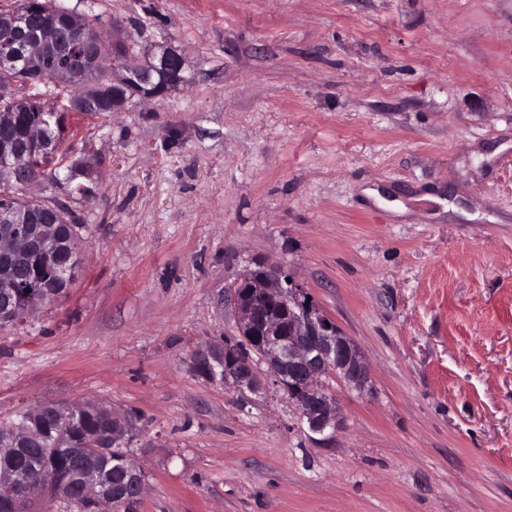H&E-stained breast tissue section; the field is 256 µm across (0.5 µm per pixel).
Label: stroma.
<instances>
[{
  "instance_id": "1",
  "label": "stroma",
  "mask_w": 512,
  "mask_h": 512,
  "mask_svg": "<svg viewBox=\"0 0 512 512\" xmlns=\"http://www.w3.org/2000/svg\"><path fill=\"white\" fill-rule=\"evenodd\" d=\"M186 80L68 113L25 196L79 224L66 293L0 328V424L136 413L133 512H512V0H61ZM285 266L361 349L326 443L283 390L192 373ZM146 67L152 70L162 69L169 73L172 81L179 84L181 73L184 71L185 58L183 54L174 49H166L164 55L159 59L149 61L146 63Z\"/></svg>"
}]
</instances>
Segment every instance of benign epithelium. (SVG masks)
<instances>
[{
  "label": "benign epithelium",
  "instance_id": "obj_1",
  "mask_svg": "<svg viewBox=\"0 0 512 512\" xmlns=\"http://www.w3.org/2000/svg\"><path fill=\"white\" fill-rule=\"evenodd\" d=\"M31 51L54 58L57 70L50 78L42 74L33 83L50 79L62 85L70 83L72 69L63 48L56 44L34 42ZM149 70L162 69L172 81L180 82L185 58L168 49L160 58L146 63ZM0 178H14L28 185L39 178L29 154H16L0 165ZM35 242L24 226L10 222L0 214V257L26 254ZM305 289L279 264H262V273L247 272L231 295L240 335L253 337L254 350L267 365L266 379L286 387L288 399L295 404L308 429L323 435L335 433L341 426L336 402L323 390V376L336 373L348 387L361 393L369 390L370 375L357 344L315 302L307 301ZM192 371L208 378L223 377L236 389L255 392L262 379L252 362L229 352V346L208 347L191 357ZM112 416V434L98 443L100 448L115 447L137 428L131 413ZM33 439L31 430L22 422L0 432V453L21 448ZM127 487L122 495L112 492L111 478L96 467H83L64 480H52L55 495L75 503L84 512H102L114 505L131 506L144 494V481L136 463L125 460ZM44 492L43 482L35 478H19L0 474V512H28L34 498Z\"/></svg>",
  "mask_w": 512,
  "mask_h": 512
}]
</instances>
